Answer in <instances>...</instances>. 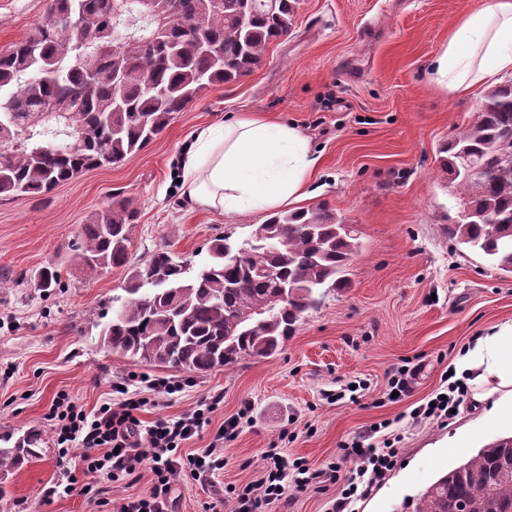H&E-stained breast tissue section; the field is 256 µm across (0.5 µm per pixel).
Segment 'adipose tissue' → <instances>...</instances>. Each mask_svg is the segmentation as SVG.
Returning <instances> with one entry per match:
<instances>
[{
    "mask_svg": "<svg viewBox=\"0 0 512 512\" xmlns=\"http://www.w3.org/2000/svg\"><path fill=\"white\" fill-rule=\"evenodd\" d=\"M512 75V0H481L465 11L434 57L429 80L462 94ZM293 125L250 114L199 127L179 158L186 205L222 213L272 211L305 200L318 165ZM473 402H489L484 428L512 423V322L492 327L462 356Z\"/></svg>",
    "mask_w": 512,
    "mask_h": 512,
    "instance_id": "obj_1",
    "label": "adipose tissue"
}]
</instances>
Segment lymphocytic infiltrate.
Segmentation results:
<instances>
[{
	"label": "lymphocytic infiltrate",
	"mask_w": 512,
	"mask_h": 512,
	"mask_svg": "<svg viewBox=\"0 0 512 512\" xmlns=\"http://www.w3.org/2000/svg\"><path fill=\"white\" fill-rule=\"evenodd\" d=\"M183 388L180 381L130 373L113 383L115 399L91 412L69 393L57 394L49 416L57 445L64 454L77 446L83 448L87 471L98 476L95 484L81 487L84 494L113 505L115 512H174L176 475L186 473L205 483L223 470L224 446L236 438L243 423L250 421L252 408L244 406L236 416L225 420L202 452L186 455L183 446L209 424L211 413L224 400L223 392L210 394L196 409L178 417H159L148 423L140 418L153 396L172 395ZM467 393L465 382L455 380L448 384L444 396L419 404L409 416L416 423L446 422ZM370 431L377 434L376 442L367 444L355 439L346 444L345 458L356 461L346 472L337 462L313 469L278 448H270L259 482L225 487L223 495L209 504V512H222L227 504L232 512H260L262 506L286 499L292 490L331 492L327 512H356L357 502L396 465L402 441L390 419L373 424ZM144 468L152 473L150 487L113 501L114 484L135 478Z\"/></svg>",
	"instance_id": "lymphocytic-infiltrate-1"
}]
</instances>
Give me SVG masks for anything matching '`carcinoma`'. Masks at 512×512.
Returning <instances> with one entry per match:
<instances>
[{
    "mask_svg": "<svg viewBox=\"0 0 512 512\" xmlns=\"http://www.w3.org/2000/svg\"><path fill=\"white\" fill-rule=\"evenodd\" d=\"M300 0H51L48 19L0 51V199L38 197L143 150L202 92L260 68L287 37ZM62 106L70 122L46 115ZM441 170L480 161L448 238L512 273V82L488 91L472 122L442 146ZM137 210L115 195L81 225L75 262L128 268L125 298L104 324L110 353L196 374L277 354L307 311L345 288L358 254L327 205L283 211L238 245L213 240L195 270L167 249L129 265ZM278 270L275 279L264 271ZM264 316L236 320L246 310ZM38 432L0 433V480L38 456ZM413 512H512V437L484 445L412 499Z\"/></svg>",
    "mask_w": 512,
    "mask_h": 512,
    "instance_id": "1",
    "label": "carcinoma"
}]
</instances>
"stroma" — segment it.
Instances as JSON below:
<instances>
[{"mask_svg": "<svg viewBox=\"0 0 512 512\" xmlns=\"http://www.w3.org/2000/svg\"><path fill=\"white\" fill-rule=\"evenodd\" d=\"M471 2L301 0L292 32L270 45L260 69L201 93L142 151L48 195L0 201V431L36 429L45 438L39 457L0 487V512H98L78 490L41 497L62 467L79 483L89 481L82 449L64 456L56 445L48 414L58 392L91 410L112 399L113 381L126 374L189 377L103 347V318L122 295L127 270L78 267L79 231L118 194L138 211L131 263L165 247L199 266L214 238L245 240L267 213L185 206L175 159L197 127L248 112L294 124L308 137L321 160L303 205L326 204L355 225L360 252L349 266V288L328 292L279 354L190 376L191 387L156 397L142 412L145 421L177 417L223 391L209 425L184 447L195 453L244 404L253 408L251 424L226 445L224 469L212 484L176 478L178 512H205L224 486L259 480L272 444L317 468L337 460L344 443L372 424L397 416V465L358 502L359 512H405L410 499L478 449L461 432L481 417L469 402L444 424L407 417L418 400L443 388L479 335L512 321V274L456 245L445 230L462 202L440 169L439 148L471 122L489 87L454 97L432 85L427 70L454 16ZM50 5L0 0V50L24 40ZM44 267L59 271L61 287L37 288ZM403 365L422 368L415 393L389 401V376ZM351 381L362 384L354 396L324 399V391Z\"/></svg>", "mask_w": 512, "mask_h": 512, "instance_id": "35a3bbf8", "label": "stroma"}]
</instances>
